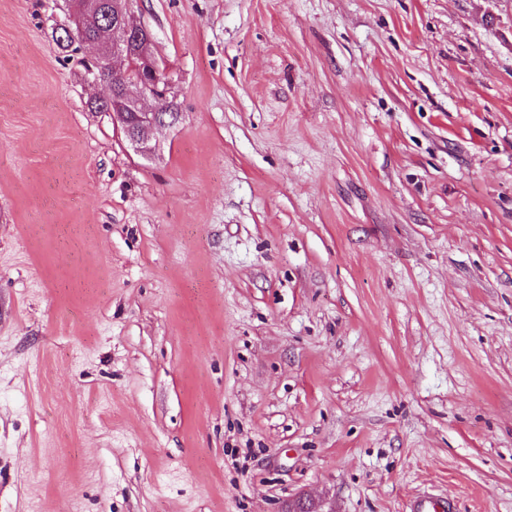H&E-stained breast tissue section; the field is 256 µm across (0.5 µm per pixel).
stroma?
Here are the masks:
<instances>
[{
  "label": "stroma",
  "mask_w": 512,
  "mask_h": 512,
  "mask_svg": "<svg viewBox=\"0 0 512 512\" xmlns=\"http://www.w3.org/2000/svg\"><path fill=\"white\" fill-rule=\"evenodd\" d=\"M179 121L0 0V512H512V0H134ZM456 503L448 498L425 490L413 496L407 512H456Z\"/></svg>",
  "instance_id": "obj_1"
}]
</instances>
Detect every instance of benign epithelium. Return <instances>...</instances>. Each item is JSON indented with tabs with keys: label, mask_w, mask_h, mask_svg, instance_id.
I'll return each instance as SVG.
<instances>
[{
	"label": "benign epithelium",
	"mask_w": 512,
	"mask_h": 512,
	"mask_svg": "<svg viewBox=\"0 0 512 512\" xmlns=\"http://www.w3.org/2000/svg\"><path fill=\"white\" fill-rule=\"evenodd\" d=\"M133 0H71L75 28L66 30L68 37L80 35L95 18L115 17L111 37L101 45L97 58L101 70L92 75V81L113 76L112 100L107 102L112 119L119 126L126 140L137 148L147 146L150 135L157 129L171 126L173 119L161 109L147 110L142 106L143 97L156 95L164 82L165 72L160 68L153 52L150 31L141 25L129 26ZM124 59L127 69L120 75H112L111 62Z\"/></svg>",
	"instance_id": "obj_1"
}]
</instances>
